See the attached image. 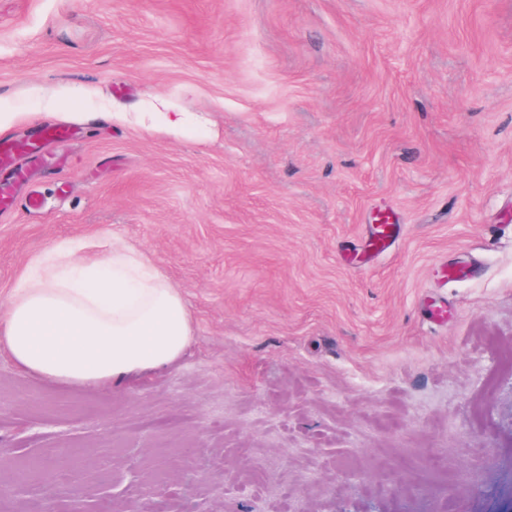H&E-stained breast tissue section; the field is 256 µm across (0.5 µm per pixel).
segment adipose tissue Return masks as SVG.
Instances as JSON below:
<instances>
[{"label":"adipose tissue","instance_id":"adipose-tissue-1","mask_svg":"<svg viewBox=\"0 0 512 512\" xmlns=\"http://www.w3.org/2000/svg\"><path fill=\"white\" fill-rule=\"evenodd\" d=\"M115 123L183 133L185 112H112ZM192 339L180 293L126 246L102 257L66 243L35 259L0 319V346L30 375L68 387L101 388L174 365Z\"/></svg>","mask_w":512,"mask_h":512}]
</instances>
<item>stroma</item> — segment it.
<instances>
[{"mask_svg":"<svg viewBox=\"0 0 512 512\" xmlns=\"http://www.w3.org/2000/svg\"><path fill=\"white\" fill-rule=\"evenodd\" d=\"M155 96L206 124L98 118ZM0 109V301L118 241L193 328L107 390L0 353V512H512V0H0ZM376 224H372L371 234L369 236L368 250L369 254H381L390 250L396 243L398 237L399 224H394L389 213L381 211L375 219Z\"/></svg>","mask_w":512,"mask_h":512,"instance_id":"stroma-1","label":"stroma"}]
</instances>
